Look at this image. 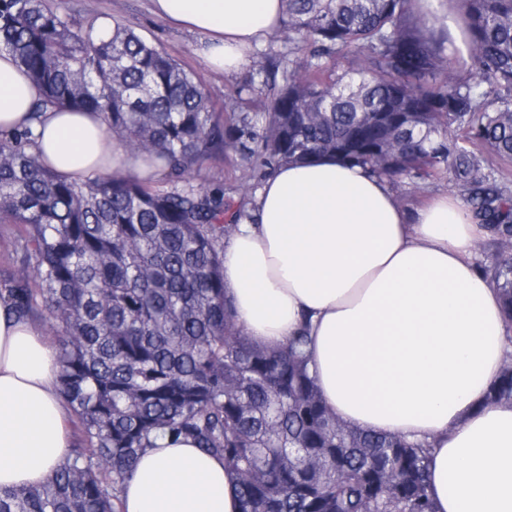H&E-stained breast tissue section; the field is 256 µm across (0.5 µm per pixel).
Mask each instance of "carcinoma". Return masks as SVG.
Here are the masks:
<instances>
[{
    "label": "carcinoma",
    "mask_w": 512,
    "mask_h": 512,
    "mask_svg": "<svg viewBox=\"0 0 512 512\" xmlns=\"http://www.w3.org/2000/svg\"><path fill=\"white\" fill-rule=\"evenodd\" d=\"M468 58L415 0H283L288 53L265 57L267 111L214 110L209 93L132 29L76 21L55 0H0V52L40 91L31 112H99L106 131L159 163L71 180L31 152L28 125L0 131V244L21 273L0 301L58 336V390L74 448L47 483L0 489V512H119L123 484L160 435L224 459L240 512H435L424 440L356 429L328 412L304 351L254 343L224 298V239L250 220L232 187L188 177L232 150L250 181L332 155L416 187L445 175L473 218L512 239V0H448ZM354 55L347 67L340 60ZM480 271L512 323V254ZM486 404L512 403V359Z\"/></svg>",
    "instance_id": "cac0c4a2"
}]
</instances>
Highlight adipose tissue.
Here are the masks:
<instances>
[{"instance_id":"obj_1","label":"adipose tissue","mask_w":512,"mask_h":512,"mask_svg":"<svg viewBox=\"0 0 512 512\" xmlns=\"http://www.w3.org/2000/svg\"><path fill=\"white\" fill-rule=\"evenodd\" d=\"M160 17L205 34L209 65L231 74L281 25V0H152ZM39 90L0 55V130L27 122ZM33 153L58 174L153 169L101 114L60 109ZM256 220L224 243V292L250 338L309 336L310 367L331 413L377 433L430 442L437 512H512V405L485 395L512 340L500 295L477 267L483 225L462 199L404 208L386 179L324 156L259 188ZM60 363L37 327L0 305V488L49 480L73 445ZM122 512H239L222 459L159 440L139 458Z\"/></svg>"}]
</instances>
